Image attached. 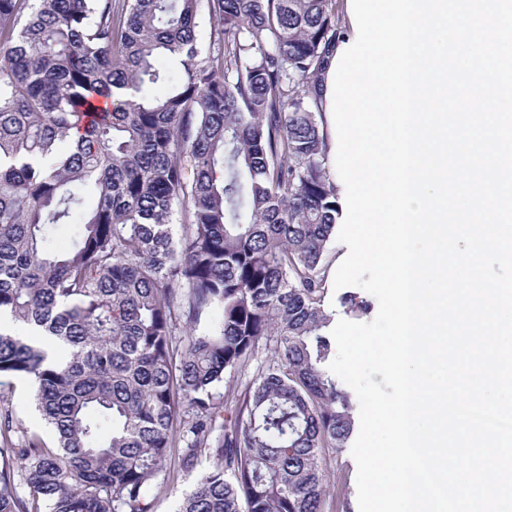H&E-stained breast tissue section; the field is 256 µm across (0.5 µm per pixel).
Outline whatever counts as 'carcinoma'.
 I'll list each match as a JSON object with an SVG mask.
<instances>
[{
    "label": "carcinoma",
    "mask_w": 512,
    "mask_h": 512,
    "mask_svg": "<svg viewBox=\"0 0 512 512\" xmlns=\"http://www.w3.org/2000/svg\"><path fill=\"white\" fill-rule=\"evenodd\" d=\"M341 25L336 0H0V318L26 328L0 389L29 380L56 437L0 420V512H154L176 448L215 459L178 512H329L355 429L328 369Z\"/></svg>",
    "instance_id": "cac0c4a2"
}]
</instances>
